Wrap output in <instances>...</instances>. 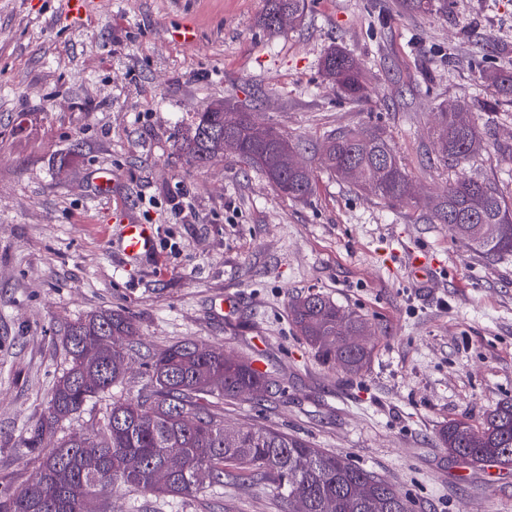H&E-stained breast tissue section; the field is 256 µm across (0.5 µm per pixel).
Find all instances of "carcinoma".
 <instances>
[{
    "instance_id": "cac0c4a2",
    "label": "carcinoma",
    "mask_w": 512,
    "mask_h": 512,
    "mask_svg": "<svg viewBox=\"0 0 512 512\" xmlns=\"http://www.w3.org/2000/svg\"><path fill=\"white\" fill-rule=\"evenodd\" d=\"M261 17L264 28L282 30L277 16L288 11L300 19L305 0H267ZM325 77L345 99L358 103L367 97L368 85L361 66L342 49L324 59ZM480 82L512 101V71L478 68ZM242 122L224 127V113L207 108L197 112L176 141L197 166H205L224 146V138L238 140V158L261 172L272 186L290 199L309 197L314 191L311 172L281 170L282 151L296 144L272 128L257 139L254 113L240 108ZM480 144L478 125L468 106L459 104L440 113L436 129V159L460 166ZM320 164L329 173L359 170L356 187L389 203L408 198V174L388 141L368 130H347L330 135L322 147ZM431 224L448 225V233L471 250L487 257L512 255V235H486L491 224L512 225V202L494 183L460 173L447 191L431 203ZM293 322L318 357L327 365H340L357 375L368 365L371 349L352 351L340 342L341 332L359 329L365 321L347 313L330 298L310 294L290 304ZM137 327L121 312H91L67 326L64 340L68 366L56 381L39 418L21 441L22 456L38 463L36 476L18 489L0 492V512H85L118 484L144 495L191 497L202 488L196 474L209 473V482L222 483L235 472L238 479L263 476L282 498L308 503V512H413L386 479L328 454L306 441L273 427L246 428L232 432L216 402L254 395L269 388L267 375L252 363L233 358L224 349L188 339L154 354L146 364L149 388L135 397H112L100 427L92 433L100 463L94 472L85 469L82 444L71 436L52 448L46 440L60 425L84 406L102 399L119 386L125 370L117 359L128 358L130 348L116 350L103 344L109 336L133 338ZM101 345L98 356H82L85 346ZM444 447L452 455L474 464L497 462L512 466V401L487 412L481 425L451 420L440 431ZM181 449L185 468L169 484L154 483L155 472L165 463L169 450ZM366 486V495L356 497Z\"/></svg>"
}]
</instances>
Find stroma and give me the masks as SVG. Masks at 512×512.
I'll use <instances>...</instances> for the list:
<instances>
[{
    "label": "stroma",
    "instance_id": "35a3bbf8",
    "mask_svg": "<svg viewBox=\"0 0 512 512\" xmlns=\"http://www.w3.org/2000/svg\"><path fill=\"white\" fill-rule=\"evenodd\" d=\"M0 0V492L36 473L19 447L67 366L66 323L125 310L140 331L118 396L149 383L156 352L193 339L252 359L269 392L225 400L228 428L270 425L388 480L414 512H512V466L449 455L441 428L512 400V257L467 250L419 207L456 168L435 159L439 110L466 103L482 141L462 171L512 198V104L476 80L512 71V0H306L272 33L267 0ZM191 27L193 40L175 37ZM334 47L365 67L352 105L322 75ZM298 145L304 201L226 155L191 164L175 124L222 99ZM380 132L417 206L354 190L319 164L325 137ZM111 172L100 196L96 173ZM151 214L156 253L131 258L123 227ZM426 256L427 281L405 268ZM321 293L366 323L357 375L324 365L289 303ZM105 512H288L269 482L225 478L190 498L114 486Z\"/></svg>",
    "mask_w": 512,
    "mask_h": 512
}]
</instances>
